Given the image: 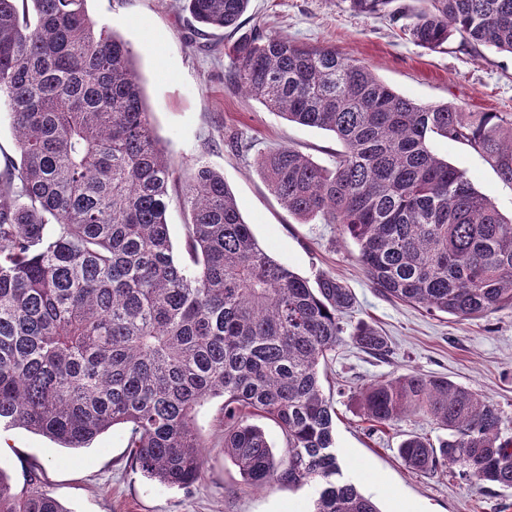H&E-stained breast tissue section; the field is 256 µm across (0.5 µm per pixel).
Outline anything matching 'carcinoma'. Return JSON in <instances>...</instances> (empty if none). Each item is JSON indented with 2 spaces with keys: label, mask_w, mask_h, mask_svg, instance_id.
Segmentation results:
<instances>
[{
  "label": "carcinoma",
  "mask_w": 512,
  "mask_h": 512,
  "mask_svg": "<svg viewBox=\"0 0 512 512\" xmlns=\"http://www.w3.org/2000/svg\"><path fill=\"white\" fill-rule=\"evenodd\" d=\"M87 0H0V99L18 158L0 170V429L63 448L125 429L132 463L162 484L202 476L195 415L222 397L224 455L253 488L317 479L313 512H380L343 477L336 409L320 368L349 336L391 353L373 326L347 330L350 289L310 281L258 243L224 174L197 162L177 197L189 212L179 262L166 221L176 183L154 137L131 46L86 12ZM359 15L394 0H346ZM401 30L435 51L463 45L512 55V0H425ZM249 0H185L192 20L237 28ZM228 80L290 122L334 133L322 165L288 145L261 156L272 194L306 223L337 224L382 294L458 318L512 307V220L434 152L442 137L480 154L512 184V113L418 104L332 47L261 28L228 47ZM366 420L408 412L447 431L410 436L414 471L443 469L512 488V439L500 407L418 372L359 392ZM258 416L281 431L278 460ZM0 512H67L38 481L17 494L0 470Z\"/></svg>",
  "instance_id": "cac0c4a2"
}]
</instances>
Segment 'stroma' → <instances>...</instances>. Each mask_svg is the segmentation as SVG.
Listing matches in <instances>:
<instances>
[{"instance_id":"stroma-1","label":"stroma","mask_w":512,"mask_h":512,"mask_svg":"<svg viewBox=\"0 0 512 512\" xmlns=\"http://www.w3.org/2000/svg\"><path fill=\"white\" fill-rule=\"evenodd\" d=\"M87 10L96 25L130 44L154 135L176 170L189 172L202 160L223 172L260 245L303 277H336L355 296L347 325L362 320L386 336L390 357H375L347 340L322 374L338 414L336 449L344 478L371 496L381 512H512V489L477 485L451 472L423 475L405 464L398 446L408 436L442 438L430 419L408 414L375 430L356 402L360 389L377 380L411 372L445 376L497 403L503 433L512 438V307L462 319L380 294L365 274L356 243L338 225L307 224L288 212L258 166L262 154L288 145L331 164L339 147L332 132L289 122L228 88L225 33H195L182 0H87ZM256 25L310 47H334L417 103L512 113L510 55L486 50L478 56L455 39L430 51L405 37L388 14L358 15L344 0H250L240 31L249 33ZM234 133L250 142L247 154L229 146ZM433 148L463 170L504 217L512 216V185L480 154L440 137ZM222 404L213 398L197 411L207 462L187 490L161 485L132 466L119 426L78 450L21 428L0 433V468L17 492L37 475L66 512H310L315 483L263 490L245 483L224 455Z\"/></svg>"}]
</instances>
